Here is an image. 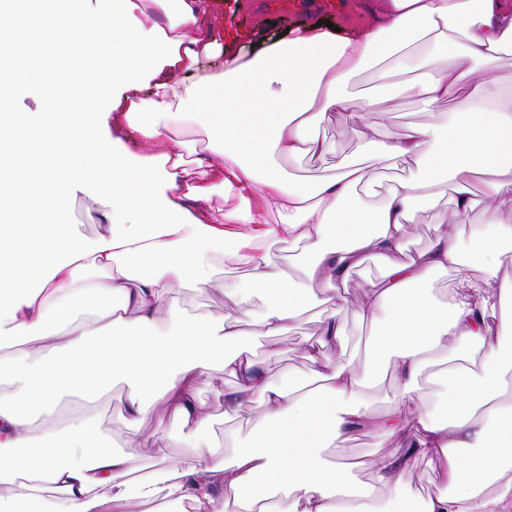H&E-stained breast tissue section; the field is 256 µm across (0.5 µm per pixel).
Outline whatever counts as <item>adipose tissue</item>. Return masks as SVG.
<instances>
[{"mask_svg":"<svg viewBox=\"0 0 512 512\" xmlns=\"http://www.w3.org/2000/svg\"><path fill=\"white\" fill-rule=\"evenodd\" d=\"M121 2L107 13L84 0L68 15L41 0H0L26 55L20 65L0 48V488L36 512H141L169 499L192 512H512V321L498 315L512 284L492 274L512 248V225L499 217L512 209V113L489 111L499 93L486 80L429 68L447 53L479 61L511 45L512 0H389L372 24L262 40L244 62L204 26L203 0ZM218 56L223 70H205ZM389 57L414 72L405 90L436 120L368 142L377 164L409 169L380 205L366 209L356 195L362 158L310 182L276 166L329 152L315 131L336 113L360 125L349 83ZM34 80L53 105L14 108ZM447 102L455 111L442 112ZM260 107L263 120L252 121ZM198 112L218 116L202 152L170 137ZM92 117L104 137L92 138ZM134 145L151 150L137 165ZM451 179L450 231L406 258L411 213ZM84 189L108 223L90 243L68 221L69 199ZM217 190L236 202L220 224L208 213ZM480 197L491 208L473 231ZM241 224L256 230L238 232ZM465 235L471 265L487 275L459 278L448 302L437 301L424 285L462 265ZM270 240L301 247L302 280L264 251ZM369 258L380 282L348 298L351 271ZM241 259L249 272L225 281L224 294L245 306L263 294L262 310L213 322L168 304L173 284L207 291L205 265ZM350 301L372 326L358 364L325 356L342 340L338 315ZM326 305L319 339L303 346L311 375L271 380L255 338L287 335L307 309ZM436 353L447 367L428 398L419 379ZM219 361L236 380L225 418L260 404L248 433L226 435L231 456L204 441L190 467L138 474L135 459L172 447L163 432L92 452V410L113 380L128 387L130 425L160 406L203 428L209 414L195 391ZM385 370L399 394L375 413L368 394ZM71 394L86 413L47 426ZM363 428L381 442L364 479L333 455ZM420 464L441 488L415 501L408 477Z\"/></svg>","mask_w":512,"mask_h":512,"instance_id":"adipose-tissue-1","label":"adipose tissue"}]
</instances>
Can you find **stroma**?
I'll list each match as a JSON object with an SVG mask.
<instances>
[{
    "mask_svg": "<svg viewBox=\"0 0 512 512\" xmlns=\"http://www.w3.org/2000/svg\"><path fill=\"white\" fill-rule=\"evenodd\" d=\"M211 22L215 29L224 33V49L247 55L252 45L262 39L281 35L286 30L300 27L301 22L293 12L278 7L267 8L262 16H254L244 8L241 0H205ZM472 75L491 82L501 94L503 105H512V49L492 58L471 65ZM383 100L370 110H365L363 123L353 126L344 115L332 116L319 130L321 137L331 142L333 152L323 157L306 156L293 161L291 168L305 180H313L335 173L337 164L345 157L357 154L363 137L399 138L408 126L423 124L430 116L423 103L415 97L401 94L397 88L389 87L382 92ZM450 197L423 200L412 214L413 222L408 227L406 240L407 257H416L430 248L447 227L445 214L450 206ZM70 222L76 237L90 242L104 233L105 220L92 191L76 192L70 199ZM248 272L247 265H236L226 269H212V286L208 292L199 293L184 285H175L171 298L188 314L219 320L237 313V308L224 296L225 277H241ZM319 310L305 313L303 320L288 335L275 338H259L254 350L259 363L274 379L300 377L311 370L305 359L303 345L317 338L320 332ZM340 325L344 334L342 345L327 349L331 359L363 356L365 343L371 333L370 323L362 319L355 306H346ZM234 380L226 375L221 364H214L198 386V400L212 415L209 425L202 433L216 446L224 448V432L234 426L248 429L251 420L259 414L257 403H244L234 422L224 420V395L232 390ZM94 430L102 444L118 449L135 437L137 432L148 433L163 429L176 436L178 443L168 449L164 463L174 468L190 466L196 456L195 439L200 431L195 426L173 419L163 410H156L141 425L133 429L126 420V387L115 383L104 394L96 407Z\"/></svg>",
    "mask_w": 512,
    "mask_h": 512,
    "instance_id": "stroma-1",
    "label": "stroma"
}]
</instances>
